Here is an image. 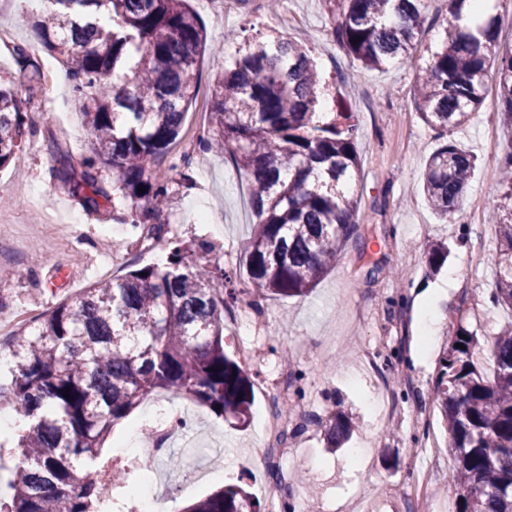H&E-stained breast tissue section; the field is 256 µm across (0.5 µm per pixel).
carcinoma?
Segmentation results:
<instances>
[{
  "label": "carcinoma",
  "instance_id": "obj_1",
  "mask_svg": "<svg viewBox=\"0 0 512 512\" xmlns=\"http://www.w3.org/2000/svg\"><path fill=\"white\" fill-rule=\"evenodd\" d=\"M324 2L336 42L366 69L405 64L421 45L427 0ZM467 2L448 0L442 41L415 76L417 115L446 138L427 158L421 182L444 223L460 211L477 163L451 135L482 105L490 82L498 121L512 130V50L498 49L501 15L472 17ZM103 4L111 6L108 27L89 13ZM37 27L41 50L74 82V106L93 144V155L77 169L49 138L51 175L94 215L112 204L103 175L112 171L130 201L121 221L161 239L164 227L156 219L171 190L155 167L171 155L199 94L198 65L209 49L200 18L188 0H50ZM131 49L139 60L120 75ZM15 54L17 68L0 69V169L25 142L15 89L33 95L44 78L30 54ZM324 87L304 43L258 35L244 38L211 89L209 129L199 147L229 154L248 176L256 222L243 270L256 308L267 298L307 296L352 237L360 266L370 275L383 268L367 247L374 225L355 220L363 178L359 119L342 106L320 117ZM494 157L503 194L490 202L501 213L499 246L487 258L497 277L490 302L512 311V137L494 147ZM422 250L432 271L448 256L442 242L426 241ZM214 251L204 239L177 242L164 264L130 263L123 277L92 284L13 335L12 366L0 369V408H12L31 425L0 436V474L7 477L0 512H112L100 486L79 474L105 465L122 512H136L141 473L112 463L102 449L114 427L156 393L187 398L239 428L248 425L255 381L226 350L224 303L236 294L230 273L205 259ZM433 401L453 462V512H512V321L496 333H480L462 318L452 323ZM318 423L329 448L341 447L355 428L342 410ZM182 512L262 508L243 487L225 485Z\"/></svg>",
  "mask_w": 512,
  "mask_h": 512
}]
</instances>
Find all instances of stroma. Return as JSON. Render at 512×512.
Returning <instances> with one entry per match:
<instances>
[{"mask_svg": "<svg viewBox=\"0 0 512 512\" xmlns=\"http://www.w3.org/2000/svg\"><path fill=\"white\" fill-rule=\"evenodd\" d=\"M281 2L273 13L266 0H226L221 17L203 0H190L211 49L199 63L200 93L185 128H207L208 91L244 34L274 30L306 40L327 83L337 84L344 105L359 116L360 215L375 227L369 247L383 256L387 272L365 279L354 248H346L310 295L264 300V331L246 328L241 338L229 340L234 348L243 340L254 348L252 369L267 381L268 390L284 381L281 360L289 358L298 377L288 390L289 402H303L308 414L320 417L338 407L357 423L348 446L365 451L357 468L351 467L347 448H325L315 424L292 440L286 466L300 471L301 478L289 484L280 501L291 512H309L313 504L319 512H361L353 494L359 488L377 512H448L455 502L452 462L432 386L457 317L496 328L512 319V311L490 302L492 269L470 263L473 251L489 255L498 247L496 215L488 206L502 191L493 153L511 134L500 126L496 90L488 88L482 106L454 135L482 161L458 220L441 222L419 190L425 162L442 140L416 113L414 64L363 69L337 45L324 0ZM38 18L21 0H0V29L9 31L16 45L37 41ZM18 95L24 100L28 135L23 152L0 170V212L14 218L0 223V290L9 300V312L34 320L100 279L122 277L127 268L113 265V254L142 265L157 258L136 247L129 225L111 211L84 214L51 175L49 138L68 150L75 165L91 150L82 117L72 106L70 83H57L48 96L31 99L23 89ZM191 175L188 186L172 180L173 199L159 216L161 224L173 227L177 239L213 242L217 251L210 261L229 250L235 263H242L256 220L244 171L228 155L209 153ZM426 240L448 246L443 270L433 275L418 249ZM17 270L25 271L24 279H13ZM452 270L457 273L453 285L448 282ZM427 308L439 318L441 332L425 355L420 317ZM287 346L292 349L288 355L283 352ZM267 392L257 391L244 429L206 408L190 407L199 445L191 451L172 443V451L183 457V468L173 472L156 461V479L139 485V499L161 496L184 507L222 484L262 496L269 464L260 447L269 413ZM213 444L222 445L223 454L210 453Z\"/></svg>", "mask_w": 512, "mask_h": 512, "instance_id": "stroma-1", "label": "stroma"}]
</instances>
